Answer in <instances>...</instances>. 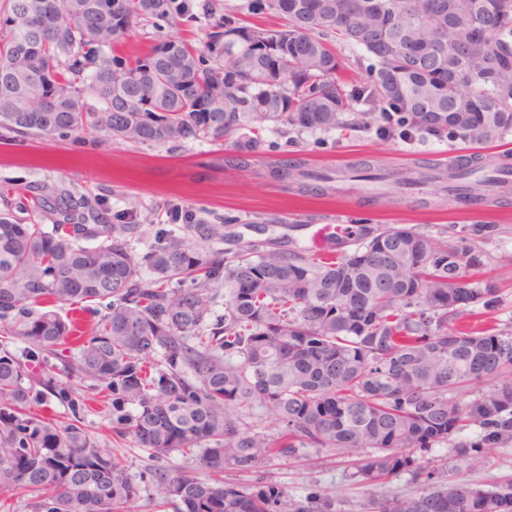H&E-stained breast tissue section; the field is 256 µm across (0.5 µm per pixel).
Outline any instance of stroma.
<instances>
[{
	"instance_id": "obj_1",
	"label": "stroma",
	"mask_w": 512,
	"mask_h": 512,
	"mask_svg": "<svg viewBox=\"0 0 512 512\" xmlns=\"http://www.w3.org/2000/svg\"><path fill=\"white\" fill-rule=\"evenodd\" d=\"M196 5L199 13L217 17L233 12L263 28L280 23L276 15L253 11L251 0H196ZM344 119L345 126L326 131L288 125L268 129L259 150L244 157L231 144L206 140L151 147L108 140L89 148L68 141L2 136L0 191L63 181L76 193H98L109 212L135 214L134 246L139 250L150 246L157 230L168 225V210L174 205L202 210L210 221L225 222L226 232L242 245L263 241L276 246L288 236L302 245L311 229L325 224L407 226L433 235L444 229L455 233L470 224H494L497 234L480 244L489 259L474 277L499 285L502 303L494 318L498 324H512V193L463 209L444 201L432 188L419 198L387 202L373 198L370 189L357 182H335L322 192L300 188L277 175L279 165L288 162L336 169L370 161L396 170H444L449 163L476 156L491 165L512 164V133L492 144L473 145L423 132L407 139L384 135L377 123L358 122L352 112ZM86 421L102 445L123 457L130 474L149 464L146 449L116 442L112 418L99 402L89 403ZM428 456L446 462L445 474L451 480L489 486L512 472V448L500 450L474 471L466 470L444 446L429 450ZM266 474L298 497L315 485L334 490L338 512H369L374 501L417 495L425 488L407 473L377 485L353 483L346 476L343 455L327 448L310 450L305 460L274 461Z\"/></svg>"
}]
</instances>
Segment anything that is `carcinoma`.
<instances>
[{
    "label": "carcinoma",
    "instance_id": "carcinoma-1",
    "mask_svg": "<svg viewBox=\"0 0 512 512\" xmlns=\"http://www.w3.org/2000/svg\"><path fill=\"white\" fill-rule=\"evenodd\" d=\"M258 8L282 24L226 15L195 47L159 33L164 23L197 22L192 0H0V130L80 145L230 140L249 154L269 127L333 129L362 106L361 121L403 113L410 133L484 143L512 131V45L472 35L477 24L512 27V0ZM149 23L158 34L145 50L107 55ZM329 32L372 60L365 82L345 83L346 59L326 43ZM283 172L302 188L393 180L406 197L444 180L463 206L512 184V166L476 159L446 174L291 163ZM135 229L99 195L64 184L0 201L1 501L23 494L32 512H129L154 487L159 512H336L327 488L296 497L259 478L274 459L330 448L350 458L349 476L362 484L401 472L425 483L417 496L376 502V512H512V477L488 488L448 481L416 457L449 446L476 469L512 448V328L489 324L497 286L467 277L486 262L474 242L496 225L474 224L453 240L351 225L327 256L216 248L224 225L203 217L137 252ZM87 302L104 309L87 329L53 309ZM82 385L103 397L116 437L149 450L139 478L89 432L87 403L75 398ZM48 399L66 416L32 413ZM267 414L272 434L261 427ZM174 452L214 481L167 465ZM226 472L255 481L244 488Z\"/></svg>",
    "mask_w": 512,
    "mask_h": 512
}]
</instances>
